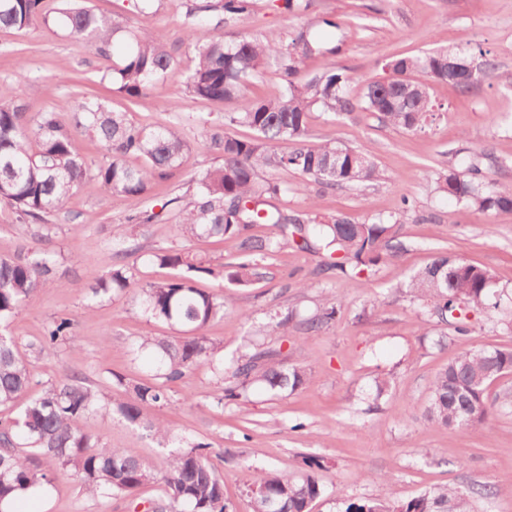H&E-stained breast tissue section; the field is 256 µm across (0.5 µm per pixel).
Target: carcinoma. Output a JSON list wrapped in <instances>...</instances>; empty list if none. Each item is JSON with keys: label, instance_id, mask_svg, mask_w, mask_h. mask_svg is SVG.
Returning <instances> with one entry per match:
<instances>
[{"label": "carcinoma", "instance_id": "obj_1", "mask_svg": "<svg viewBox=\"0 0 512 512\" xmlns=\"http://www.w3.org/2000/svg\"><path fill=\"white\" fill-rule=\"evenodd\" d=\"M255 0H187L181 24L190 55L182 57L178 46L163 38L131 28L119 16L95 12L76 0H0V28L17 31L32 27L59 28L88 44L117 84V91L133 103L153 91L165 74L181 64L186 70V89L194 97L224 102L235 99L265 69L276 66L282 81L278 94L253 99L238 112L224 113L218 130L202 124L206 148L223 163L187 181L186 191L169 199L175 205L178 248L157 251L152 261L176 273L170 278L139 284L124 259L141 251L136 244L158 218L153 210L128 214L129 233L112 239V271L89 286L96 298L102 294H127L146 316L182 333L169 340L145 336L131 351L151 350L157 371L151 382H116L124 388L119 398L107 397L88 377L72 372L57 382H44L31 368L27 355L11 336L0 333V407L16 410L14 418L0 423V512L30 489L51 485L59 475H72L93 497L120 496L134 499L148 484L162 487L163 497L151 502L152 512H232L224 499V480L210 458L209 444L172 430L164 418L144 422L146 407L171 404L169 387L199 365L210 364L224 384L214 397L218 405L236 400L250 385L274 392H291L306 383V369L286 367L280 351L252 338L238 355L224 360V341L206 335L208 324L224 316V295L197 287L202 276L227 280L241 287L265 277L258 259L292 245L302 251L323 252V270L337 276L360 274L399 247L392 230L404 223L410 205L389 217L355 221L347 216L311 218L306 213L265 208L267 199L288 194V185L261 177V172H291L301 177L304 194L318 186L362 185L379 180L374 161L362 151L336 141L309 145V115L320 107L334 115L357 108L373 112L387 124L406 131L422 129L435 113L430 84L471 93L495 69L489 52L474 64L470 51L458 47L436 49L417 56H396L390 62L387 82L367 83L362 97L349 96L346 70L325 67L310 77L300 76L301 63L324 56L322 43L306 24L284 37L270 33L261 39L243 35L224 43V25L247 18ZM213 25L206 41L195 40L202 23ZM253 131L250 137L234 132ZM76 135L97 141L108 160L96 165L73 148ZM190 143L174 123L141 125L128 113L115 112L97 98L76 101L68 117L52 109L29 113L21 97L0 100V203L16 210L23 224L39 226V237L51 239L53 225L47 214L65 207L88 179L112 195L142 196L151 186L184 176L183 162ZM140 164L131 166L127 157ZM484 155H467L437 177V188L476 213L512 214V187H501L486 172ZM256 224H270L277 236L251 234ZM231 237L238 242L232 263L213 266L194 252L193 246L211 239ZM57 253L42 247L23 248L0 258V323L17 317L57 274ZM491 273L451 252L441 251L423 268L400 283L418 308V314L441 319L459 313L483 311L490 315L512 307V296L490 294ZM335 298L309 316L296 311L269 315L277 336L288 335L294 320L307 332H319L336 320ZM78 345L74 320L59 317L43 336L27 345L34 356L63 343ZM512 373V347H478L458 352L434 377L424 419L432 429L473 430L486 425L493 411L486 391L490 383ZM100 413L131 425H146L158 445L167 449L162 467L143 461L133 448H111L99 436L81 429L78 420ZM322 461L303 460L289 476L275 471L256 474L249 487L253 512H311L312 503L324 494L318 477ZM498 489L484 485L464 492L448 486L394 501L349 499L344 512H472L474 494L491 497Z\"/></svg>", "mask_w": 512, "mask_h": 512}]
</instances>
